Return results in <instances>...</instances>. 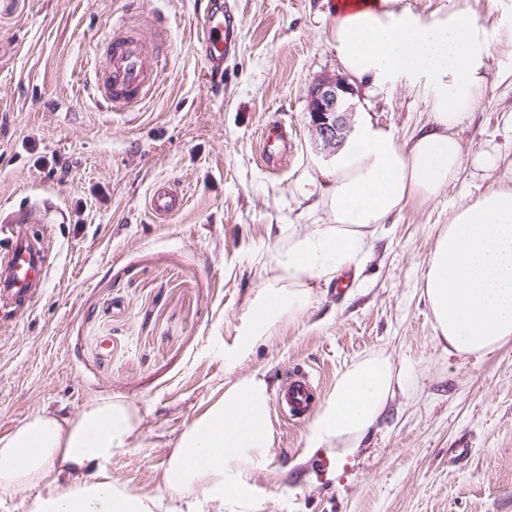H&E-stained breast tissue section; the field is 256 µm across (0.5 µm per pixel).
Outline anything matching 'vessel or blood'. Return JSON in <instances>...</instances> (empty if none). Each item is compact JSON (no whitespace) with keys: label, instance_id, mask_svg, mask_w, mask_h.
Instances as JSON below:
<instances>
[{"label":"vessel or blood","instance_id":"vessel-or-blood-1","mask_svg":"<svg viewBox=\"0 0 512 512\" xmlns=\"http://www.w3.org/2000/svg\"><path fill=\"white\" fill-rule=\"evenodd\" d=\"M237 38V18L227 0H206L198 41L210 76H223L224 62L234 52ZM104 52L98 85L103 100L116 109L147 97L155 84L159 53L136 26L113 30ZM185 204L184 196L168 186L155 188L148 201L149 209L159 216L174 215ZM48 263L49 248L43 238L22 228L8 238L0 250V302L16 309L30 304L45 286ZM316 394L311 376L297 371L286 377L275 404L285 418L299 423L309 416Z\"/></svg>","mask_w":512,"mask_h":512}]
</instances>
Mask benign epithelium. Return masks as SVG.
Instances as JSON below:
<instances>
[{
  "label": "benign epithelium",
  "instance_id": "obj_1",
  "mask_svg": "<svg viewBox=\"0 0 512 512\" xmlns=\"http://www.w3.org/2000/svg\"><path fill=\"white\" fill-rule=\"evenodd\" d=\"M352 96V86L342 77L325 76L315 84L308 111L316 150L331 155L342 146L348 132V114L353 111Z\"/></svg>",
  "mask_w": 512,
  "mask_h": 512
}]
</instances>
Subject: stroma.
Masks as SVG:
<instances>
[{
  "mask_svg": "<svg viewBox=\"0 0 512 512\" xmlns=\"http://www.w3.org/2000/svg\"><path fill=\"white\" fill-rule=\"evenodd\" d=\"M204 0H0V213L28 211L51 244L48 280L28 310L0 315V437L29 414L77 413L94 398L150 407L144 445L108 470L129 491L169 499L165 442L252 370L279 387L311 372L325 400L338 372L370 352L401 375L380 421L336 467L309 448L308 423L280 415L255 471L257 512H512V342L476 358L443 351L421 293L437 225L471 193L512 186V0H383L424 20L470 8L492 46L487 88L455 133L458 181L392 216L344 292L319 286L301 321L283 323L249 360L229 359L255 269L280 230L324 224L336 158L313 148L309 93L340 74L329 28L336 0H234L240 27L221 81L198 43ZM139 20L163 47L153 92L119 114L94 92L98 49ZM351 130L406 141L430 123L398 78L355 85ZM292 142L260 159L266 124ZM495 156L492 169L478 154ZM186 198L157 219L159 184Z\"/></svg>",
  "mask_w": 512,
  "mask_h": 512,
  "instance_id": "35a3bbf8",
  "label": "stroma"
}]
</instances>
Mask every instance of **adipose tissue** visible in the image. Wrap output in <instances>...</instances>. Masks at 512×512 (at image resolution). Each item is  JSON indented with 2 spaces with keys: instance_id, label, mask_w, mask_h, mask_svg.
<instances>
[{
  "instance_id": "obj_1",
  "label": "adipose tissue",
  "mask_w": 512,
  "mask_h": 512,
  "mask_svg": "<svg viewBox=\"0 0 512 512\" xmlns=\"http://www.w3.org/2000/svg\"><path fill=\"white\" fill-rule=\"evenodd\" d=\"M330 39L352 80L381 84L402 75L422 89L430 126L407 142L361 128L328 174L323 204L330 223L289 228L260 265L236 328L232 353L239 360L280 322L303 319L318 301L315 284L358 266L391 216L436 197L463 167L454 130L480 102L490 53L478 16L460 9L424 21L379 9L376 0H338ZM421 288L443 350L481 356L512 341V187L480 191L449 215L436 232ZM394 379V365L381 352L347 365L310 425L311 447L344 464L379 421ZM271 398L260 371L227 379L223 395L170 440L162 483L172 512H224L225 498L249 483L276 443ZM147 413L109 397L71 416L26 417L0 437V498L33 492L30 512H158L160 499L127 491L104 470L116 449L143 446ZM87 470L92 479H75Z\"/></svg>"
}]
</instances>
